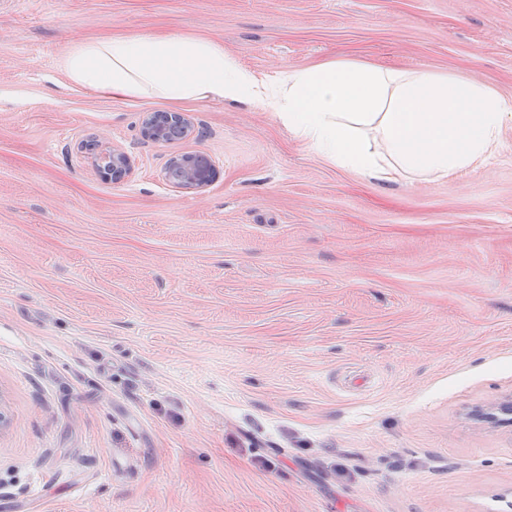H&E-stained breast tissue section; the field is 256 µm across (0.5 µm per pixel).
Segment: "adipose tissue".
Instances as JSON below:
<instances>
[{
	"label": "adipose tissue",
	"instance_id": "ef3b65f1",
	"mask_svg": "<svg viewBox=\"0 0 512 512\" xmlns=\"http://www.w3.org/2000/svg\"><path fill=\"white\" fill-rule=\"evenodd\" d=\"M62 67L71 81L115 97L247 104L330 164L380 182L477 170L512 125V102L478 80L357 58L259 75L221 42L181 34L81 40Z\"/></svg>",
	"mask_w": 512,
	"mask_h": 512
}]
</instances>
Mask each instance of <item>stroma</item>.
<instances>
[{
	"label": "stroma",
	"mask_w": 512,
	"mask_h": 512,
	"mask_svg": "<svg viewBox=\"0 0 512 512\" xmlns=\"http://www.w3.org/2000/svg\"><path fill=\"white\" fill-rule=\"evenodd\" d=\"M171 32L512 99V0H0V512H512V426L467 416L512 394V126L485 167L371 186L268 113L61 69ZM195 153L201 192L166 175ZM142 133L152 141H173L190 137L193 127L181 112H148L142 121ZM89 147L91 150L101 149L99 158L103 165H98V168L105 177L115 182L124 178L129 167V159L123 151L116 148H112V150L102 149V144L98 142L91 143ZM167 177L182 188L201 192L213 180L214 170L209 160L203 155H177L169 162Z\"/></svg>",
	"instance_id": "obj_1"
}]
</instances>
